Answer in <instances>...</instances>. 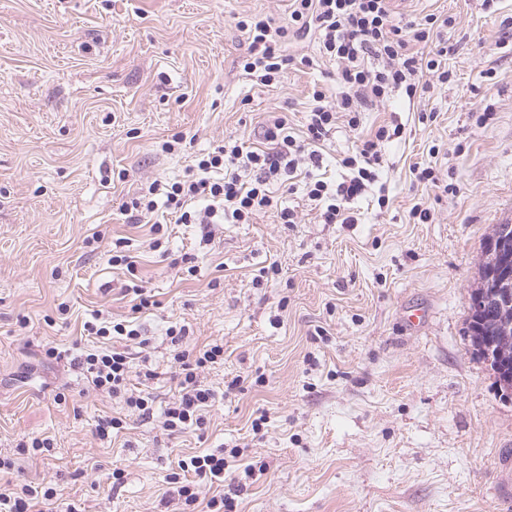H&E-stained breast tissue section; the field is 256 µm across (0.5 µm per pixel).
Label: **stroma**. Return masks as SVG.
I'll use <instances>...</instances> for the list:
<instances>
[{
    "label": "stroma",
    "instance_id": "obj_1",
    "mask_svg": "<svg viewBox=\"0 0 512 512\" xmlns=\"http://www.w3.org/2000/svg\"><path fill=\"white\" fill-rule=\"evenodd\" d=\"M393 8L454 16L452 77L332 131L318 175L336 182L360 134L405 126L357 223H323L303 190L283 188L252 223L208 230L157 206L156 241L124 204L222 142L256 145L270 113L301 128L334 62L309 38L291 47L298 62L278 87L244 73L238 20L280 25L288 0H0V458L15 463L0 491L48 484L79 512H182L169 482L178 459L221 448L225 485L247 483L236 512H512V401L465 334L482 244L512 208V0ZM176 135L178 151L161 152ZM418 163L438 185L414 180ZM418 201L427 223L409 218ZM284 207L295 223H281ZM120 237L134 240L135 273L109 261ZM185 253L194 273L169 264ZM138 277L155 306L136 315L125 290ZM411 308L427 313L416 330L403 322ZM96 311L141 326L147 345L112 346L155 371L153 418L71 366V353L98 346L81 333ZM175 323L187 347H224L203 374L216 394L207 423L181 435L162 415ZM52 346L60 358L46 357ZM105 416L123 421L109 443L94 435ZM33 437L52 448L19 449Z\"/></svg>",
    "mask_w": 512,
    "mask_h": 512
}]
</instances>
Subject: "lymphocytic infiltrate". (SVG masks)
<instances>
[{"label": "lymphocytic infiltrate", "instance_id": "lymphocytic-infiltrate-1", "mask_svg": "<svg viewBox=\"0 0 512 512\" xmlns=\"http://www.w3.org/2000/svg\"><path fill=\"white\" fill-rule=\"evenodd\" d=\"M453 23V17L434 13L414 19L396 16L392 0H290L288 18L281 25H272L260 15L240 21L249 40L241 67L257 83L277 87L293 61L287 52L289 42L313 32L320 56L337 66L335 91H314L304 137H296L287 117H273L263 132L264 147L232 140L217 145L196 159L186 179L152 183L147 195L127 204V211L145 216L153 212L160 195L181 224L250 223L258 213L273 207L275 184L293 175L302 161L318 162L319 150L338 121L358 128L364 104L386 101L395 91L414 99L429 90L433 75L447 82L451 73L442 63L444 51L434 46L433 35ZM403 134L401 124L379 125L362 139L354 154L340 158L339 165L347 172L341 182L333 185L309 179L306 196L319 208L324 223H355L352 205L377 182L384 145ZM196 198L206 200L204 209H190ZM83 330L106 342L105 347L74 358L88 382L95 390L123 399L139 417H152L155 398L148 386L154 371L133 370L126 353L107 345L115 336L139 339L140 328L126 320L97 316L84 322ZM167 335L179 372L178 394L164 411V427L173 434L202 429L215 392L200 375L223 360L224 348L216 343L184 348L186 328L182 325L169 327ZM134 376L142 385L135 395L127 388ZM55 504L64 505L65 512H76L50 486L17 484L9 492H0V512H50Z\"/></svg>", "mask_w": 512, "mask_h": 512}]
</instances>
